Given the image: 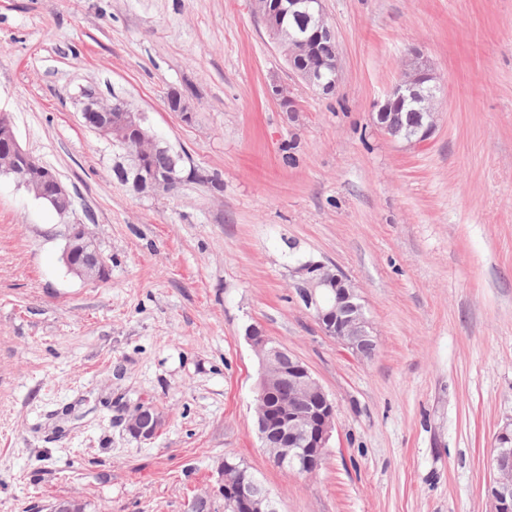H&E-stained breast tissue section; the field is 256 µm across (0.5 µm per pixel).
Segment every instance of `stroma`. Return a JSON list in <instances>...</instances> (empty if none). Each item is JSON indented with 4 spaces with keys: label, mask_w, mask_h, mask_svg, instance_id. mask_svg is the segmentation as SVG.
Returning <instances> with one entry per match:
<instances>
[{
    "label": "stroma",
    "mask_w": 512,
    "mask_h": 512,
    "mask_svg": "<svg viewBox=\"0 0 512 512\" xmlns=\"http://www.w3.org/2000/svg\"><path fill=\"white\" fill-rule=\"evenodd\" d=\"M342 61L323 97L294 78L249 0H0V111L68 187L61 218L0 176V512H187L225 455L278 512H491L512 416V0H325ZM419 49L441 86L424 143L375 103ZM281 85L296 106L267 96ZM120 95L201 178L139 195L85 126L82 89ZM195 106L183 121L169 89ZM86 224L107 262L61 254ZM359 290L362 358L290 286L306 257ZM262 327L336 407L319 470L277 467L255 428ZM141 401L152 440L125 429ZM66 244L63 250V259L68 269L78 277L88 281H100L104 278L106 267L100 253H94L83 265H76L71 261L77 253H86L88 248L96 250V242L90 240L88 230L84 224H69L65 236ZM164 426L162 412L153 404L139 403L128 416V432L140 440H152Z\"/></svg>",
    "instance_id": "obj_1"
}]
</instances>
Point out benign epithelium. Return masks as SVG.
<instances>
[{"label":"benign epithelium","mask_w":512,"mask_h":512,"mask_svg":"<svg viewBox=\"0 0 512 512\" xmlns=\"http://www.w3.org/2000/svg\"><path fill=\"white\" fill-rule=\"evenodd\" d=\"M253 13L281 51L288 69L313 91L329 95L340 84L341 60L324 57L322 48L336 41L329 25L324 0H251ZM439 87L430 61L421 53H411L399 79L376 103L377 123L394 141L420 143L435 130L438 112L436 104ZM167 108L181 119L190 117L188 99L173 90L167 96ZM409 109L402 114L400 110ZM85 123L104 135L112 132V147L120 151L117 168L130 173L134 180L159 193H174L180 179L172 174L158 175L144 168L147 146L158 143L155 134L145 125L146 116L127 106L126 101L112 96L105 104L95 93L86 91L82 100ZM0 136L8 138L11 155L19 161L8 166L18 184L29 188L38 180L54 187L52 203L61 213L70 209V192L36 157L19 143L10 118L0 115ZM63 259L68 269L88 281L104 278L106 267L100 253H94L82 265L71 261L77 253L96 249L84 224H70L65 236ZM292 287L310 310L324 335L359 355H366L375 344L371 325L366 318L354 284L342 272L323 261H300L292 269ZM246 339L259 360L256 385L258 411L256 428L259 439L267 441L269 434L279 438V446L271 449L275 462L297 464L302 470L316 471L322 464L335 427L336 409L309 368L295 355L281 347L257 326L246 329ZM288 382V396L275 406L266 404L274 388ZM164 426L162 412L153 404L140 403L128 416V432L140 439L151 440ZM496 440L498 454L493 464L494 477L486 491L493 509L491 512H512V418L499 427ZM224 505L229 512H275L273 500L266 487L246 474L237 464L224 459L222 470ZM51 512H85V503L76 497L57 500Z\"/></svg>","instance_id":"obj_1"}]
</instances>
